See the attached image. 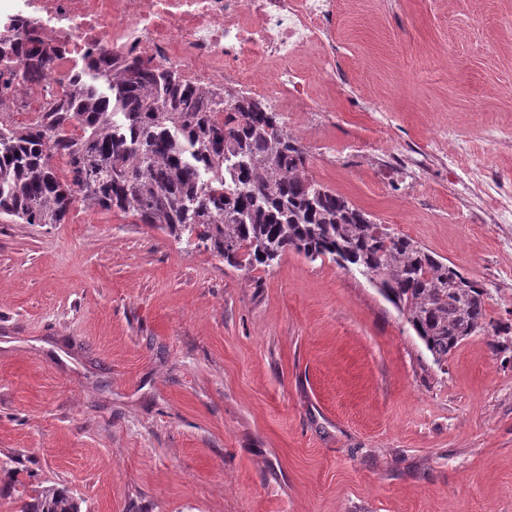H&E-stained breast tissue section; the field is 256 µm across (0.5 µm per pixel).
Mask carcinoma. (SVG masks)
I'll list each match as a JSON object with an SVG mask.
<instances>
[{"mask_svg": "<svg viewBox=\"0 0 512 512\" xmlns=\"http://www.w3.org/2000/svg\"><path fill=\"white\" fill-rule=\"evenodd\" d=\"M25 37L31 47L20 60L17 49L0 48L5 87L39 79L53 59L34 32ZM77 201L177 238L194 233L230 264L268 267L290 249L312 262L327 257L366 277L439 365L491 326L487 289L314 180L279 113L242 94L208 95L170 68L90 55L42 120L0 124V214L61 224ZM32 512H80V504L51 488Z\"/></svg>", "mask_w": 512, "mask_h": 512, "instance_id": "1", "label": "carcinoma"}]
</instances>
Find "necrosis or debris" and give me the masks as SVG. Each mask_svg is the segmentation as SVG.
<instances>
[{
    "label": "necrosis or debris",
    "mask_w": 512,
    "mask_h": 512,
    "mask_svg": "<svg viewBox=\"0 0 512 512\" xmlns=\"http://www.w3.org/2000/svg\"><path fill=\"white\" fill-rule=\"evenodd\" d=\"M333 20L331 0H0V36L24 25L58 51L41 82L11 85L0 110L36 119L45 89L63 91L88 54L170 67L219 94L230 83L282 111L292 102L303 107L310 77L290 62L318 47L325 71H334ZM261 67L272 77L255 80Z\"/></svg>",
    "instance_id": "4bbe7bcc"
}]
</instances>
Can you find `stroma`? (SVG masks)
Returning a JSON list of instances; mask_svg holds the SVG:
<instances>
[{"label": "stroma", "mask_w": 512, "mask_h": 512, "mask_svg": "<svg viewBox=\"0 0 512 512\" xmlns=\"http://www.w3.org/2000/svg\"><path fill=\"white\" fill-rule=\"evenodd\" d=\"M336 72L281 119L319 183L448 259L512 324V0H334ZM446 366L365 277L233 266L119 211L0 214V512H512V349ZM80 504L66 490L51 488L43 492L41 501L32 512H80Z\"/></svg>", "instance_id": "1"}]
</instances>
